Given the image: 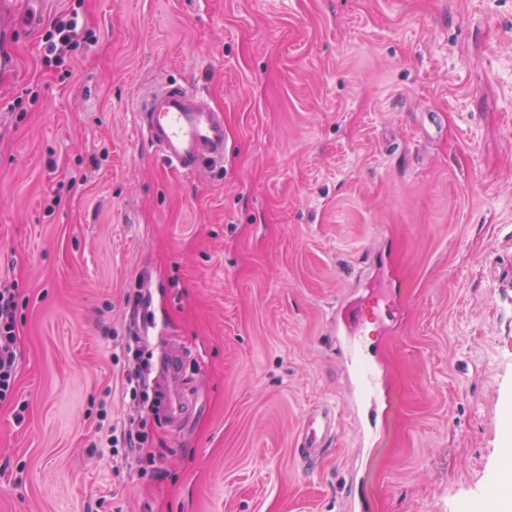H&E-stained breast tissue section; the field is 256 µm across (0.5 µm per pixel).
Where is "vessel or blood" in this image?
Segmentation results:
<instances>
[{
    "label": "vessel or blood",
    "instance_id": "obj_1",
    "mask_svg": "<svg viewBox=\"0 0 512 512\" xmlns=\"http://www.w3.org/2000/svg\"><path fill=\"white\" fill-rule=\"evenodd\" d=\"M46 0H0V75L17 70L14 46L20 29H33L45 18ZM144 140L175 170L193 174L224 159V114L204 93L183 82L151 91L136 108ZM335 411L309 414L299 434V453L310 462L330 448L337 435Z\"/></svg>",
    "mask_w": 512,
    "mask_h": 512
}]
</instances>
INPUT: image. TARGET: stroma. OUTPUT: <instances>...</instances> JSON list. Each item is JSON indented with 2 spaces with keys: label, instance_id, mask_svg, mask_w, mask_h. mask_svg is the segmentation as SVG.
<instances>
[{
  "label": "stroma",
  "instance_id": "1",
  "mask_svg": "<svg viewBox=\"0 0 512 512\" xmlns=\"http://www.w3.org/2000/svg\"><path fill=\"white\" fill-rule=\"evenodd\" d=\"M73 75L41 30L0 83V284L19 289L0 512H460L512 462V0H84ZM185 81L224 112L186 176L136 106ZM62 202L52 206L53 194ZM392 290L359 338L340 322ZM146 296L133 316L128 294ZM140 331L167 389L133 401ZM335 444L295 455L306 412ZM145 423L138 457L111 425ZM141 337L137 333L127 336L124 344L126 369L123 373L126 389L132 399L144 402L146 393L142 389V373L146 362L142 359ZM144 423L136 430L118 429L112 426L111 433L108 437L109 445L112 448V455L118 456L120 453L125 458L135 457L147 442L148 435L143 430Z\"/></svg>",
  "mask_w": 512,
  "mask_h": 512
}]
</instances>
